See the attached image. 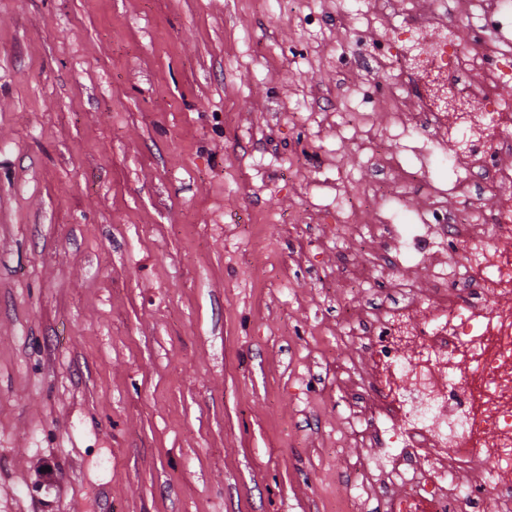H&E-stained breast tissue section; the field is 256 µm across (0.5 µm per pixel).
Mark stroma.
Listing matches in <instances>:
<instances>
[{
    "mask_svg": "<svg viewBox=\"0 0 512 512\" xmlns=\"http://www.w3.org/2000/svg\"><path fill=\"white\" fill-rule=\"evenodd\" d=\"M359 7L0 0V512H329L339 439L371 512L404 495L344 436L380 374L334 330L461 255L385 270L336 218L373 175L343 113L453 178L358 64L430 0Z\"/></svg>",
    "mask_w": 512,
    "mask_h": 512,
    "instance_id": "obj_1",
    "label": "stroma"
}]
</instances>
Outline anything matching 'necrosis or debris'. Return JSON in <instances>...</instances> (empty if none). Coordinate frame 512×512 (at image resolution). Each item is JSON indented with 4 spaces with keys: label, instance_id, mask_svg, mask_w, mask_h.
<instances>
[{
    "label": "necrosis or debris",
    "instance_id": "obj_1",
    "mask_svg": "<svg viewBox=\"0 0 512 512\" xmlns=\"http://www.w3.org/2000/svg\"><path fill=\"white\" fill-rule=\"evenodd\" d=\"M512 16V0H467L459 17L473 44H481L493 18ZM425 63L449 101L477 103L483 129L462 126L473 166L457 174L449 189L428 185L423 214L433 233L414 226L383 225V264L431 250H462L454 268H431L434 283L425 299L400 302L337 328V340L360 334L381 372V390L365 424L350 421L354 439L389 449L391 474L410 485L386 512H512V44L494 45L492 55L463 49L444 30ZM361 141L376 156L380 172L368 197L388 203L409 185V173L372 130ZM477 225L482 235L474 236ZM431 448L453 449L448 466L427 470L417 461ZM488 466L471 482L458 480L473 455Z\"/></svg>",
    "mask_w": 512,
    "mask_h": 512
}]
</instances>
